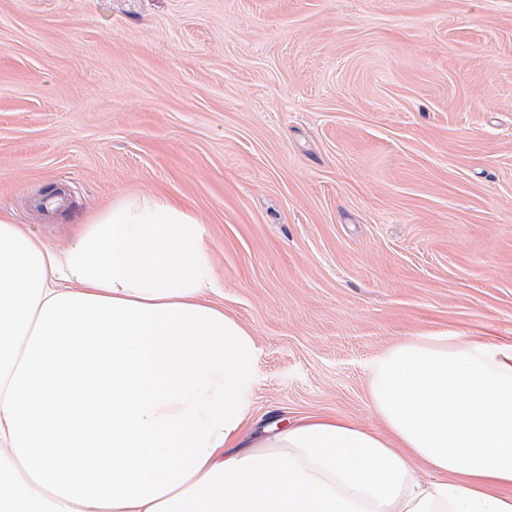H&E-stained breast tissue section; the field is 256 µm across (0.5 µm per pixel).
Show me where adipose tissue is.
Instances as JSON below:
<instances>
[{
    "label": "adipose tissue",
    "mask_w": 512,
    "mask_h": 512,
    "mask_svg": "<svg viewBox=\"0 0 512 512\" xmlns=\"http://www.w3.org/2000/svg\"><path fill=\"white\" fill-rule=\"evenodd\" d=\"M212 286L166 198L99 210L63 258L0 212V512H512V343L407 337L370 378L388 435L249 442L254 342Z\"/></svg>",
    "instance_id": "1"
}]
</instances>
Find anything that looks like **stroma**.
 Here are the masks:
<instances>
[{
    "mask_svg": "<svg viewBox=\"0 0 512 512\" xmlns=\"http://www.w3.org/2000/svg\"><path fill=\"white\" fill-rule=\"evenodd\" d=\"M142 194L253 339L247 436L385 431L391 346L512 342V0H0V210L62 254Z\"/></svg>",
    "mask_w": 512,
    "mask_h": 512,
    "instance_id": "1",
    "label": "stroma"
}]
</instances>
